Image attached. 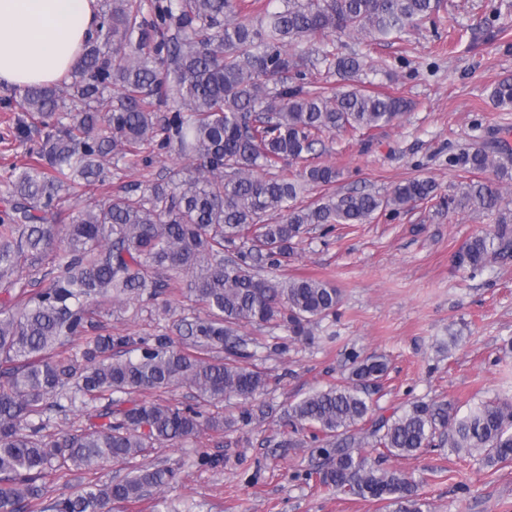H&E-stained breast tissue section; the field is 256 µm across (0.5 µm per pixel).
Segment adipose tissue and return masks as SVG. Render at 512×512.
<instances>
[{"label": "adipose tissue", "mask_w": 512, "mask_h": 512, "mask_svg": "<svg viewBox=\"0 0 512 512\" xmlns=\"http://www.w3.org/2000/svg\"><path fill=\"white\" fill-rule=\"evenodd\" d=\"M96 27V0H0V83L56 82Z\"/></svg>", "instance_id": "1"}]
</instances>
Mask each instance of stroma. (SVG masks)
Masks as SVG:
<instances>
[{"label":"stroma","mask_w":512,"mask_h":512,"mask_svg":"<svg viewBox=\"0 0 512 512\" xmlns=\"http://www.w3.org/2000/svg\"><path fill=\"white\" fill-rule=\"evenodd\" d=\"M307 45L387 61L388 73H367L361 81L402 98L407 109L363 136L323 134L306 161L280 166L288 178L308 165L336 168V181L308 187L303 202L353 189L384 196L413 178L433 181L436 196L380 212L367 224L304 235L282 274L325 280L339 290L341 303L316 328L314 344L259 353L256 364L269 384L256 401L270 405L269 414L150 450L144 465L173 468L174 480L139 501L112 503V512H154L159 496L171 512H381L373 500L329 493L310 478L317 448L281 445L290 431L283 409L347 377L345 356L353 349L389 364L373 396L379 415L402 413L422 399L449 401L463 412L481 401L512 399V352L502 348L512 337V258L491 260L473 277L455 268L454 254L496 218L446 204L470 181L448 165L449 155L466 146L486 150L500 164L479 179L512 199V105L492 97L499 83L512 82V0H440L433 20L401 38L370 41L335 32ZM177 164L174 154L156 152L151 167L112 168L106 190L165 177ZM101 312L112 335L176 339L204 308L170 289L121 309L105 304ZM387 466L414 477L430 512H512V465L486 468L478 457L435 449ZM128 471L114 462L95 472H54L43 502Z\"/></svg>","instance_id":"1"}]
</instances>
